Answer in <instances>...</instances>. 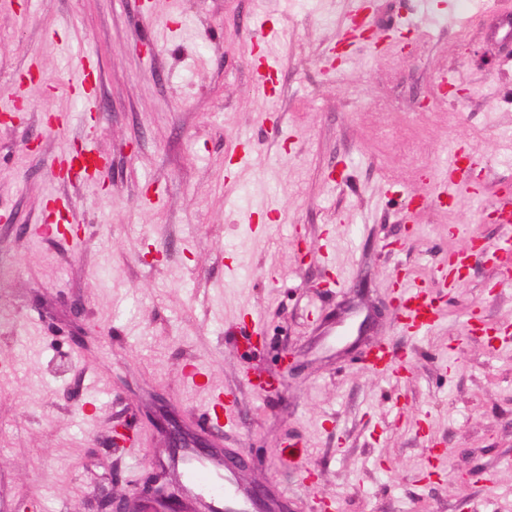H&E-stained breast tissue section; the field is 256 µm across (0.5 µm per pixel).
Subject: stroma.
Returning a JSON list of instances; mask_svg holds the SVG:
<instances>
[{"label": "stroma", "instance_id": "stroma-1", "mask_svg": "<svg viewBox=\"0 0 512 512\" xmlns=\"http://www.w3.org/2000/svg\"><path fill=\"white\" fill-rule=\"evenodd\" d=\"M369 4L383 44L339 58L351 0H0V114L22 117L0 124V512L132 500L171 461L161 410L284 512H512V289L488 262L507 230L485 219L512 185V0ZM87 141L108 178L57 180L51 160ZM455 147L479 166L447 204L431 190ZM56 195L78 236L35 235ZM473 238L481 258L445 285ZM399 272L441 300L425 335L397 319ZM372 308L403 372L330 341ZM268 374L279 392L257 393ZM218 391L233 421L202 433Z\"/></svg>", "mask_w": 512, "mask_h": 512}]
</instances>
